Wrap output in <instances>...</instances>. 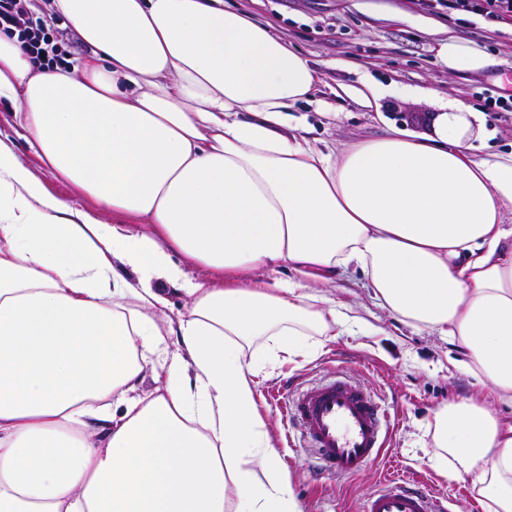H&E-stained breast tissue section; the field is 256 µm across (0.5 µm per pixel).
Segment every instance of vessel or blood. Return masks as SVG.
I'll list each match as a JSON object with an SVG mask.
<instances>
[{
	"instance_id": "obj_1",
	"label": "vessel or blood",
	"mask_w": 512,
	"mask_h": 512,
	"mask_svg": "<svg viewBox=\"0 0 512 512\" xmlns=\"http://www.w3.org/2000/svg\"><path fill=\"white\" fill-rule=\"evenodd\" d=\"M323 473L353 476L380 463L391 425L387 405L346 376L299 391L286 408ZM361 512H452V500L417 477H392L364 501Z\"/></svg>"
}]
</instances>
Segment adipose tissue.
<instances>
[{"label":"adipose tissue","mask_w":512,"mask_h":512,"mask_svg":"<svg viewBox=\"0 0 512 512\" xmlns=\"http://www.w3.org/2000/svg\"><path fill=\"white\" fill-rule=\"evenodd\" d=\"M49 8L86 54L46 65L0 35V100L45 170L132 221L50 195L0 141V512H303L252 345L297 356L307 330L339 336L347 316L318 291L348 268L485 387L437 412L441 471L512 512V424L490 408L512 404V156L474 153L448 98L430 136H307L291 110L317 69L224 0ZM438 55L486 64L453 38ZM170 285L190 300L172 354L154 322Z\"/></svg>","instance_id":"ef3b65f1"}]
</instances>
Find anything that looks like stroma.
Instances as JSON below:
<instances>
[{"label":"stroma","instance_id":"1","mask_svg":"<svg viewBox=\"0 0 512 512\" xmlns=\"http://www.w3.org/2000/svg\"><path fill=\"white\" fill-rule=\"evenodd\" d=\"M225 5L276 27L289 47L300 49L317 67L321 82L303 115L312 136L344 147L380 136L396 125L432 133L436 106L422 98L426 89L451 97L480 114L484 150L512 154V112L491 116L486 96L503 95L512 80V21L493 23L464 13L454 17L429 0H224ZM472 42L488 55L478 72L452 74L437 55L447 38ZM381 94L363 105L366 86ZM13 106L0 102V134L8 136L20 160L40 173L54 196L72 199L92 216L112 223L96 202L69 182L43 172L37 155L12 122ZM347 308L350 325L329 341L307 339L305 354L264 360L257 388L259 412L286 476L304 512H360L365 495L387 475L418 474L452 497L455 512H482L469 496L470 479L442 475L434 448V414L448 400L473 395L477 388L465 373L450 368V346L440 337L414 330L377 307L361 273L341 276L332 293ZM344 374L372 389L397 415L385 443V463L356 476L316 474L309 449L289 446L284 420L288 393Z\"/></svg>","mask_w":512,"mask_h":512}]
</instances>
